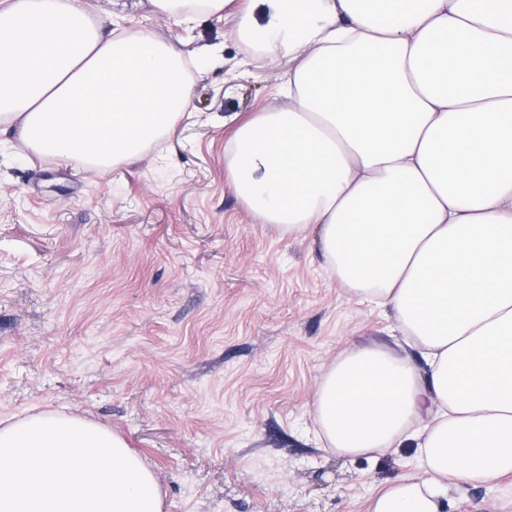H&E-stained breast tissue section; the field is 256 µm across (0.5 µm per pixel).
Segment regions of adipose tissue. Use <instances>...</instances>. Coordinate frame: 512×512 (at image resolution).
I'll return each instance as SVG.
<instances>
[{"label":"adipose tissue","mask_w":512,"mask_h":512,"mask_svg":"<svg viewBox=\"0 0 512 512\" xmlns=\"http://www.w3.org/2000/svg\"><path fill=\"white\" fill-rule=\"evenodd\" d=\"M238 33L300 58L287 108L224 152L258 223L318 227L329 274L386 313L429 366L345 353L315 418L345 457L413 449L371 512H444L448 485L512 473V0H250ZM184 54L116 32L81 0L0 7V127L38 154L111 166L192 103ZM0 512H164L114 432L36 412L0 421Z\"/></svg>","instance_id":"adipose-tissue-1"}]
</instances>
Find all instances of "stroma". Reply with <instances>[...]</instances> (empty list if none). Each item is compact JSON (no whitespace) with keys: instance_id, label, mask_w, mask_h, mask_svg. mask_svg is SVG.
<instances>
[{"instance_id":"1","label":"stroma","mask_w":512,"mask_h":512,"mask_svg":"<svg viewBox=\"0 0 512 512\" xmlns=\"http://www.w3.org/2000/svg\"><path fill=\"white\" fill-rule=\"evenodd\" d=\"M246 4L188 28L152 0H86L93 21L213 56L194 59L191 109L137 157L102 173L0 136V419L111 429L165 512H370L416 472L412 453L326 449L315 395L347 350L418 352L328 275L317 230L257 223L235 193L224 149L237 123L287 106L296 64L242 41ZM447 512H512V474L449 489Z\"/></svg>"}]
</instances>
